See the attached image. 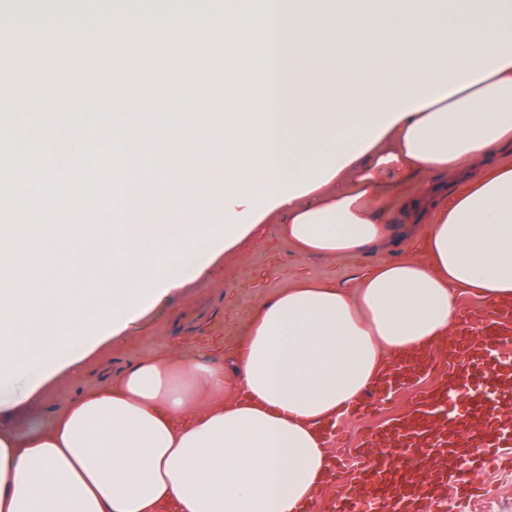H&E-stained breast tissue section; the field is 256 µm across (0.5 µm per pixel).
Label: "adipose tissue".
Wrapping results in <instances>:
<instances>
[{"mask_svg": "<svg viewBox=\"0 0 512 512\" xmlns=\"http://www.w3.org/2000/svg\"><path fill=\"white\" fill-rule=\"evenodd\" d=\"M462 2L279 0L225 53L223 89L208 68L175 81L96 145L127 220L40 241L39 310L0 324V374L32 371L86 314L119 323L181 287L188 252L242 259L270 222L303 258L385 244L399 224L420 246L352 286L305 277L260 300L234 380L223 358L166 346L43 425L0 426V512H301L329 479L327 425L453 334L463 296L512 302V0ZM326 40L359 65L316 59Z\"/></svg>", "mask_w": 512, "mask_h": 512, "instance_id": "1", "label": "adipose tissue"}]
</instances>
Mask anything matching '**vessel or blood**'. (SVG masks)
Instances as JSON below:
<instances>
[{
	"mask_svg": "<svg viewBox=\"0 0 512 512\" xmlns=\"http://www.w3.org/2000/svg\"><path fill=\"white\" fill-rule=\"evenodd\" d=\"M479 328V335L451 346L444 361L422 357L391 368L385 382L389 389L409 383L419 371L440 368L445 375L437 388L415 392L407 412L379 430L401 468L377 462L374 440L366 438L365 463L348 485L340 486L334 512H371L377 502L389 512L409 504L414 512H430L426 473L452 477L458 489L465 484L463 469L495 455L492 426L497 406L512 403V364L493 359L492 352L512 342V305L493 311Z\"/></svg>",
	"mask_w": 512,
	"mask_h": 512,
	"instance_id": "obj_1",
	"label": "vessel or blood"
}]
</instances>
